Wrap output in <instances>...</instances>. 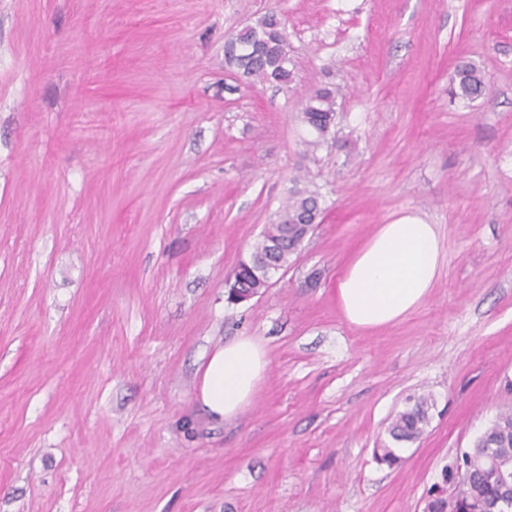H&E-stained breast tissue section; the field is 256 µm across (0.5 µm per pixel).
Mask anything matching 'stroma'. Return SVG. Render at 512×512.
I'll list each match as a JSON object with an SVG mask.
<instances>
[{"label":"stroma","mask_w":512,"mask_h":512,"mask_svg":"<svg viewBox=\"0 0 512 512\" xmlns=\"http://www.w3.org/2000/svg\"><path fill=\"white\" fill-rule=\"evenodd\" d=\"M281 19L294 79L224 60ZM480 66L474 100L450 92ZM341 90L307 154V95ZM312 234L251 300L226 279L295 183ZM404 214L437 227L427 302L376 330L336 281ZM270 367L236 418L215 347ZM429 423L377 463L419 397ZM512 407V0H0V512H424ZM451 93L463 99H475L484 89V78L481 68L475 63L458 66L452 79ZM269 366L266 349L250 337L216 347L198 368V401L214 419L236 417L252 400Z\"/></svg>","instance_id":"1"}]
</instances>
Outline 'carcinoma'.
<instances>
[{"label": "carcinoma", "instance_id": "1", "mask_svg": "<svg viewBox=\"0 0 512 512\" xmlns=\"http://www.w3.org/2000/svg\"><path fill=\"white\" fill-rule=\"evenodd\" d=\"M224 52L227 64L247 76L283 86L293 81V72L288 68V40L274 13L226 38ZM452 84L453 95L470 100L478 97L484 89L481 68L474 63L458 67ZM338 95L339 88L326 86L307 97L303 120L316 134L308 145L317 147L325 142L335 118ZM319 214L318 192L306 186L294 187L278 211L276 222L267 225L250 256L239 261L236 276L256 293L267 287L274 273L288 267L290 257L297 253ZM427 424L428 402L420 398L395 416L389 435L396 443L413 442ZM374 455L379 463L389 466L402 461L388 445L374 449ZM445 479L468 491L458 512H512V494H505V486H512L511 407L502 409L472 447L448 463Z\"/></svg>", "mask_w": 512, "mask_h": 512}]
</instances>
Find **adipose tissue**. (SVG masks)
<instances>
[{
	"label": "adipose tissue",
	"instance_id": "1",
	"mask_svg": "<svg viewBox=\"0 0 512 512\" xmlns=\"http://www.w3.org/2000/svg\"><path fill=\"white\" fill-rule=\"evenodd\" d=\"M434 225L404 215L377 231L353 254L336 283L344 320L371 330L403 319L424 304L440 266ZM269 366L266 349L248 337L216 347L198 369V401L214 419L236 417L252 400Z\"/></svg>",
	"mask_w": 512,
	"mask_h": 512
}]
</instances>
